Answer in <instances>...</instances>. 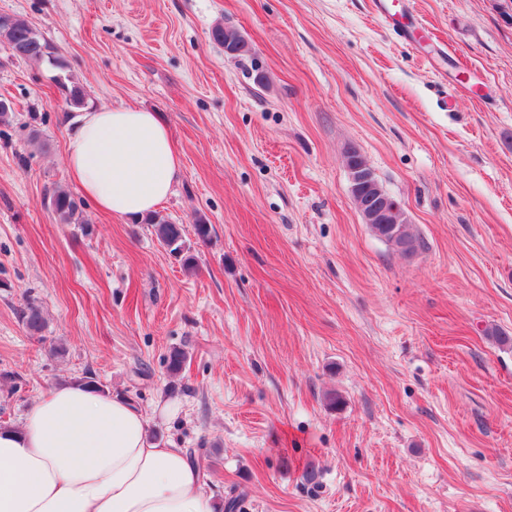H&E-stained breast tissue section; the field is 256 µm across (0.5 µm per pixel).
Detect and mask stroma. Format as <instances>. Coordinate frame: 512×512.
I'll return each mask as SVG.
<instances>
[{
	"label": "stroma",
	"mask_w": 512,
	"mask_h": 512,
	"mask_svg": "<svg viewBox=\"0 0 512 512\" xmlns=\"http://www.w3.org/2000/svg\"><path fill=\"white\" fill-rule=\"evenodd\" d=\"M396 4L421 40L373 0H0L86 109L162 115L182 167L156 213L196 257L88 200L56 223L72 115L56 69L0 47V426L89 372L237 512H512V23L503 0ZM352 147L414 252L363 223ZM69 75H60L57 83L65 94L66 105L70 108H82L85 105V92L81 86L73 82ZM48 204L59 224H78L79 201L62 186H55L48 192Z\"/></svg>",
	"instance_id": "1"
}]
</instances>
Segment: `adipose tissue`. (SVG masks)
<instances>
[{
	"label": "adipose tissue",
	"mask_w": 512,
	"mask_h": 512,
	"mask_svg": "<svg viewBox=\"0 0 512 512\" xmlns=\"http://www.w3.org/2000/svg\"><path fill=\"white\" fill-rule=\"evenodd\" d=\"M68 176L102 211L138 218L166 200L181 155L156 113L100 108L73 121ZM180 448L150 441L120 395L73 382L50 389L20 426L0 427V512H214Z\"/></svg>",
	"instance_id": "1"
}]
</instances>
